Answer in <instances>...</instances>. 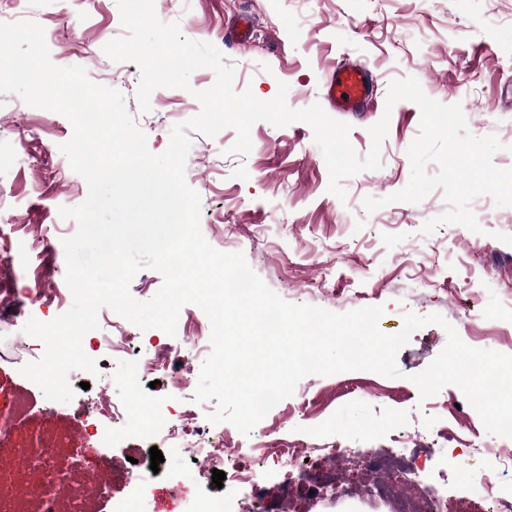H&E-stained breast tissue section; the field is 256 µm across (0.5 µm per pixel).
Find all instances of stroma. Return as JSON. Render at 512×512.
Listing matches in <instances>:
<instances>
[{"label": "stroma", "instance_id": "1", "mask_svg": "<svg viewBox=\"0 0 512 512\" xmlns=\"http://www.w3.org/2000/svg\"><path fill=\"white\" fill-rule=\"evenodd\" d=\"M157 17L178 23L189 40L214 44L225 64L235 66L236 91L251 90L262 101L273 99L287 84L291 109L324 103V86L337 63L349 61L376 77L364 112L336 113L350 124L349 142L358 158L378 149L380 169L343 179L346 198L329 193V171L310 125L296 121L283 127L255 123L248 153L233 149L234 129L222 132L220 149L209 136L192 130L185 180L201 203L200 229L216 250L234 239L250 268L283 300L343 314L379 306V328L395 334L404 316L441 315L445 326L415 330L397 355L398 377L371 371L327 376L309 375L291 396L279 402L250 432L231 429L227 444L237 451L241 467H263L269 503L288 497L295 512H380L354 496L312 499L273 463L259 464L251 448L261 440L285 434L309 443H338L347 448H405L413 431L449 429L455 439L427 460L419 480L446 473L440 489L445 512H485L471 489L472 443H497L461 389L444 386L421 399L412 377L443 350L446 326H453L468 346L512 355V206L496 207L490 196L473 199L470 209L481 230L443 223L423 233L424 223L449 211L442 190L421 202H394L367 212L363 201L381 199L409 182L407 150L420 133L421 111L409 100L387 107L392 81L415 78L422 91L443 104L460 105L475 135H496L501 150L492 156L499 169H512V0H154ZM248 14L255 35L233 41L239 14ZM28 20L43 29H58L49 43L53 64H81L94 84L120 92L136 124L147 136L151 153H163L181 117L201 110L196 92L212 87V69L195 70L189 89L159 88L142 111L137 91L141 71L127 62L113 75L104 52L111 40L127 37L117 0H96L89 12L63 22L56 0H33ZM388 118V133L373 147L369 129ZM73 133L63 115L27 105L18 94H0V189L15 208L10 227L0 229V255L14 256L13 266L0 264V281L16 288L21 308L15 322L0 321V415L12 418L15 397L31 384L21 369L41 358L38 343L19 331V324L41 318L29 290L64 283L63 241L77 231L74 220L61 218L60 207L77 206L87 194L86 180L74 170L58 174L61 144ZM320 281L314 293L308 285ZM97 371L76 370L70 381L74 396L52 402L43 413L14 420L0 434V456L16 457L30 439L69 429L76 419H93L100 394L122 397L126 353L96 354ZM116 448L86 453L75 483L107 481L113 497L130 502L135 512H193L199 498H220L224 512H239V495L200 480L185 452L163 449L160 477L147 494L136 495L122 471L112 466Z\"/></svg>", "mask_w": 512, "mask_h": 512}]
</instances>
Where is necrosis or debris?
Segmentation results:
<instances>
[{"label": "necrosis or debris", "instance_id": "obj_1", "mask_svg": "<svg viewBox=\"0 0 512 512\" xmlns=\"http://www.w3.org/2000/svg\"><path fill=\"white\" fill-rule=\"evenodd\" d=\"M179 336H172L168 342L154 349L142 348L137 333L130 329H120L118 335L99 336L96 347H109L115 351H129L127 372L124 377L129 395L125 398L106 399L96 407L98 419L109 422H130L135 410V397L141 384L156 375L172 358L178 357L181 347ZM183 383L163 385L156 394L163 413L169 420L164 423L161 439L173 448H185L196 461L200 478H207L212 469L225 472L226 479L236 486L259 488L261 472L239 469L233 449L224 445L223 435L212 434L200 423L202 404L181 402ZM437 433L415 432L413 442L416 455L404 458L395 451L383 448H366L360 453L361 463L369 474L368 481L361 486H353L344 472L343 465L351 451L334 445L315 447L319 465L304 463L299 448L300 441L281 439L276 442H260L253 448L259 461H273L280 468L299 471L304 477L329 488L332 494H359L362 497L380 501L387 512H443L441 498L435 488L415 481L413 474L419 468L418 454L434 446ZM55 440L37 442L28 448L20 449V456L30 468L37 470L40 478L32 488L36 499L35 512H59L60 492L63 487H71L67 471L56 466L53 450ZM473 466L471 481L486 503L487 512H512V500L505 498L496 481L495 466L511 465L512 454L503 447L479 445L471 454ZM70 512H87L85 502L89 497L108 499L112 488L100 482L91 487H71Z\"/></svg>", "mask_w": 512, "mask_h": 512}]
</instances>
